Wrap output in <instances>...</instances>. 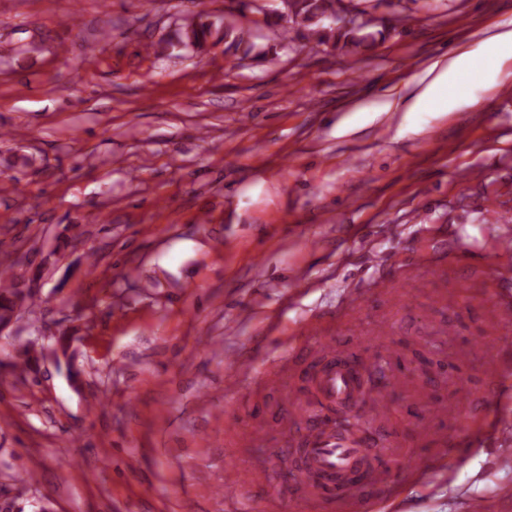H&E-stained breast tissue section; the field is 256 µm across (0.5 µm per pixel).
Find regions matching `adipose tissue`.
<instances>
[{
    "label": "adipose tissue",
    "mask_w": 512,
    "mask_h": 512,
    "mask_svg": "<svg viewBox=\"0 0 512 512\" xmlns=\"http://www.w3.org/2000/svg\"><path fill=\"white\" fill-rule=\"evenodd\" d=\"M474 72L479 73L481 79L490 84L497 83L500 76L499 69L480 67L473 53L461 51L440 66L434 79L420 94L410 100L399 101L398 106L406 112H418L431 104L438 105L447 112L471 106V99L466 93L459 91L458 85L464 76Z\"/></svg>",
    "instance_id": "adipose-tissue-1"
}]
</instances>
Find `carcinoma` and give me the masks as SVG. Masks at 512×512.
Listing matches in <instances>:
<instances>
[{
  "label": "carcinoma",
  "mask_w": 512,
  "mask_h": 512,
  "mask_svg": "<svg viewBox=\"0 0 512 512\" xmlns=\"http://www.w3.org/2000/svg\"><path fill=\"white\" fill-rule=\"evenodd\" d=\"M342 7V0H288V21L304 32V37L316 45L329 42L348 52H356L361 47L369 46L375 40L373 33L368 31L369 25H357L349 28H335L325 25L336 18L338 8ZM210 33V26L206 23L196 24L184 31L180 37L181 42L197 45ZM8 278V285L0 288V316L13 311L14 301L18 296L14 288V278L9 276L7 270L0 271V277Z\"/></svg>",
  "instance_id": "1"
}]
</instances>
